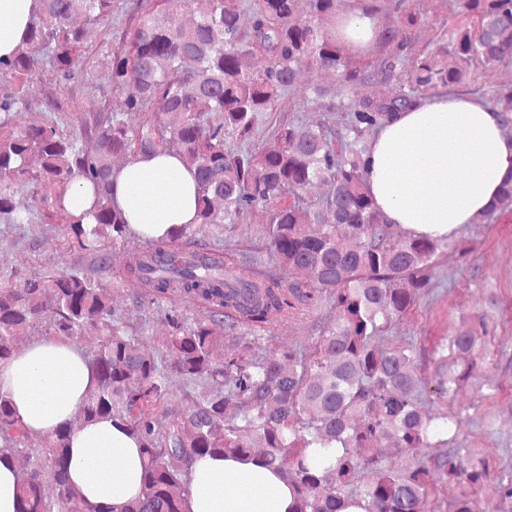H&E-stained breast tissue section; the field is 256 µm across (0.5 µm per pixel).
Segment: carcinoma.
Returning a JSON list of instances; mask_svg holds the SVG:
<instances>
[{
	"label": "carcinoma",
	"mask_w": 512,
	"mask_h": 512,
	"mask_svg": "<svg viewBox=\"0 0 512 512\" xmlns=\"http://www.w3.org/2000/svg\"><path fill=\"white\" fill-rule=\"evenodd\" d=\"M113 0H33L31 24L12 55L0 57V74L15 86L0 92V222L28 224L14 204L15 186L32 183L63 200L76 180L91 183L93 208L64 211L71 242L102 251L130 229L112 201V158L177 153L196 172V218L176 225L132 255L118 272L136 287L139 302L173 297L201 308L190 318L170 305L166 336L136 338L112 312L107 285L81 272L33 275L23 282L0 272V365L19 352L16 336L44 326L60 342L86 332L99 343L83 355L91 384L79 406L81 422L110 419L137 440L141 492L119 505L95 504L71 484L67 421L32 432L9 396L0 391V462L17 473L19 512H190L189 475L202 456L241 457L274 468L293 492L291 512H472L484 492L489 512L512 508V472L490 466L457 441L460 414L421 409L426 393L449 397L476 382L493 363L488 349L497 302L460 315L456 332L443 337L426 367L414 344L382 348L390 326L410 312L431 285L436 254L459 247L449 238L395 236L370 194L366 155L370 139L400 113L420 107L437 90L470 81L476 69L512 63V0H457L459 21L446 42L416 50L419 18L409 0H390L397 20L379 28L387 52L354 57L328 22L340 0H253L252 23L240 24L241 0H150L152 10L127 31L125 48L108 64L114 90L133 87L128 112L147 114L130 128L118 113L83 121L81 143L48 121L16 126L12 113L32 103L33 82L49 68L70 79L82 73L81 15L92 25L112 21ZM258 54L265 68L249 72L241 57ZM455 66H448V56ZM332 71L345 87L397 81L391 97L355 95L333 118L300 133L276 130L270 146L250 144L258 117L273 110L301 68ZM489 102L512 124V89ZM235 136L241 145L226 147ZM40 159L32 172L29 157ZM270 211L272 260L288 279L262 274L260 258L207 246L206 229L231 224L254 207ZM512 212V175L491 207L475 219L491 222ZM328 304L336 322L311 347L253 358L254 332L303 310ZM204 380L210 392L193 406L170 403L169 374ZM233 405L238 414L224 418ZM384 438L406 453L435 454L396 468L379 448ZM440 481L455 486L441 505L432 500Z\"/></svg>",
	"instance_id": "obj_1"
}]
</instances>
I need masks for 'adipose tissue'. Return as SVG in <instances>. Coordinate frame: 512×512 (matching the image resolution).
Instances as JSON below:
<instances>
[{
    "label": "adipose tissue",
    "mask_w": 512,
    "mask_h": 512,
    "mask_svg": "<svg viewBox=\"0 0 512 512\" xmlns=\"http://www.w3.org/2000/svg\"><path fill=\"white\" fill-rule=\"evenodd\" d=\"M32 4L0 0V57L21 41ZM502 125L492 107L448 94L384 125L367 157V177L388 223L428 237H449L471 223L512 174V139L503 136ZM111 189L129 224L144 236L158 238L195 220V174L178 156H140L112 175ZM90 381L80 353L51 340L33 342L0 366V390L37 431L67 422ZM70 457L69 478L88 500L118 505L138 496V443L110 420L78 429ZM291 504L292 492L279 473L255 462L206 456L191 468V512H289Z\"/></svg>",
    "instance_id": "obj_1"
}]
</instances>
